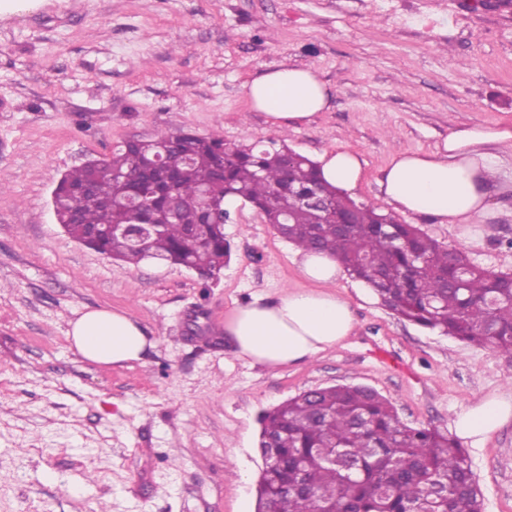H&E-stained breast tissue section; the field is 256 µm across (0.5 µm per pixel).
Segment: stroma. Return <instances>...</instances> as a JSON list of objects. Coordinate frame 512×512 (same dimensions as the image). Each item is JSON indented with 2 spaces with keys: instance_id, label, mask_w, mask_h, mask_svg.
Instances as JSON below:
<instances>
[{
  "instance_id": "obj_1",
  "label": "stroma",
  "mask_w": 512,
  "mask_h": 512,
  "mask_svg": "<svg viewBox=\"0 0 512 512\" xmlns=\"http://www.w3.org/2000/svg\"><path fill=\"white\" fill-rule=\"evenodd\" d=\"M283 63L315 68L330 102L277 129L245 86ZM506 119L504 0H0V512L251 510L261 416L302 391L365 385L404 424L447 432L463 409L512 393L499 353L399 318L353 278L338 287L356 319L343 343L280 369L240 359L224 318L302 287L295 246L242 200L216 279L160 261L128 268L63 232L51 198L64 173L161 131L313 160L344 146L364 162L354 200L384 212L377 179L392 152ZM498 164L478 226L404 222L512 273V153ZM91 309L142 326L140 361L96 364L71 348L70 320ZM466 453L483 512H512V421Z\"/></svg>"
}]
</instances>
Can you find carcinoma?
<instances>
[{"label":"carcinoma","instance_id":"carcinoma-1","mask_svg":"<svg viewBox=\"0 0 512 512\" xmlns=\"http://www.w3.org/2000/svg\"><path fill=\"white\" fill-rule=\"evenodd\" d=\"M156 149L165 150L170 172L161 183L146 163ZM102 164L104 172L81 196L71 197L69 188L87 184L84 164L53 191L56 218L78 242L111 224H158L150 237L154 259L207 281L224 267L230 242L222 225L206 223L204 202L222 206L235 195L297 248L336 256L400 318L512 361L508 275L448 250L412 224L383 223L375 208L323 183L302 155L290 166L284 150L161 131ZM302 190L336 201L340 211L356 208V223L346 233L320 223ZM89 248L129 266L146 261L125 237L103 234ZM259 447L276 453L260 472L256 512H482L457 441L436 428L403 424L392 403L366 386L333 385L288 398L263 416Z\"/></svg>","mask_w":512,"mask_h":512}]
</instances>
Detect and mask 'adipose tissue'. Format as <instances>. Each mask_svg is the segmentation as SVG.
Wrapping results in <instances>:
<instances>
[{"label": "adipose tissue", "mask_w": 512, "mask_h": 512, "mask_svg": "<svg viewBox=\"0 0 512 512\" xmlns=\"http://www.w3.org/2000/svg\"><path fill=\"white\" fill-rule=\"evenodd\" d=\"M256 109L273 126L309 120L328 107L325 84L311 67L280 66L246 86ZM512 150V123L449 129L430 152L392 153L378 181L382 199L395 211L424 216L441 224H472L490 210L489 191L498 168L495 149ZM321 175L330 185L351 192L363 179L359 155L347 148L323 152ZM305 285L271 300L257 295L224 319L237 357L268 367L293 365L336 347L356 328L349 302L334 287L345 277L337 258L298 251ZM68 339L83 358L99 364L141 360L149 341L125 313L89 310L75 319ZM512 421V395L494 394L461 411L454 422L464 441L484 443Z\"/></svg>", "instance_id": "obj_1"}]
</instances>
